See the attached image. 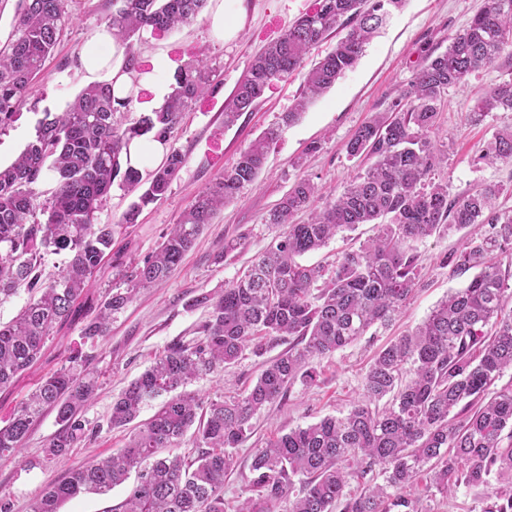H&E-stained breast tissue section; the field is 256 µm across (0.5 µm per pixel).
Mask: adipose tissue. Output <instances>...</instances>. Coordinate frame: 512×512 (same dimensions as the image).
I'll use <instances>...</instances> for the list:
<instances>
[{"label": "adipose tissue", "mask_w": 512, "mask_h": 512, "mask_svg": "<svg viewBox=\"0 0 512 512\" xmlns=\"http://www.w3.org/2000/svg\"><path fill=\"white\" fill-rule=\"evenodd\" d=\"M124 49L121 44L106 31H98L85 44L80 62L89 80H114L116 88L127 89L132 85L151 87L155 84V76L144 73L137 76L124 71Z\"/></svg>", "instance_id": "ef3b65f1"}]
</instances>
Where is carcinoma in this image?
<instances>
[{
  "instance_id": "1",
  "label": "carcinoma",
  "mask_w": 512,
  "mask_h": 512,
  "mask_svg": "<svg viewBox=\"0 0 512 512\" xmlns=\"http://www.w3.org/2000/svg\"><path fill=\"white\" fill-rule=\"evenodd\" d=\"M402 2L316 0L313 11L253 58L224 107V124H233L272 83L300 69L313 45L335 30L344 32L305 73L294 109L282 116L283 126L292 125L313 97L357 63ZM206 3L112 0L100 25L125 46V70L134 74L140 69L136 34L188 24ZM69 23L66 0H19L12 36L0 48V132L20 118V105ZM492 65L512 69V0H484L446 52L428 54L390 114L358 128L346 151L370 165L340 196L320 204L309 179L291 186L268 215L276 228L268 249L238 278L195 300L209 308L200 336L169 345L132 381L112 403L109 425L131 424L148 405L153 415L111 456L73 466L63 480L48 484L31 512H61L65 502L107 492L133 472L136 481L116 512H224V476L233 469L234 449L252 433V419L294 382L314 383V360L394 319L420 281L421 259L410 243L471 224L481 231L463 242L453 272L478 273L414 331L378 352L364 393L346 416L298 426L256 449L248 496L237 512H279L285 500L288 512H427L408 493L424 470L445 497L461 483L481 487V512H512V383L491 390L512 369V211L497 205L501 183L452 197L448 183L432 178L448 162L434 140L443 95ZM212 73L204 55L181 66L164 106L131 124L125 113L134 88L119 97L112 83L89 85L66 111L44 112L19 157L0 167V300L22 288L30 293L19 314L0 323V389L31 368L55 326L78 312L77 302L112 248L113 225L98 223L97 214L114 183L138 192L123 224L135 223L143 207L166 194L184 155L170 149L144 173L128 162L129 147L149 134L167 146L187 108L214 89ZM495 110L512 111L511 77L477 92L469 107L476 121ZM278 136L275 129L253 140L232 168L196 196L152 254L122 270L126 288L87 311L82 343L107 335L112 316L139 290L167 281L203 227L255 182ZM480 160L512 164V128L496 131ZM49 176L55 186L44 198L39 186ZM303 210L311 211L310 220L291 223ZM359 224L377 225L376 234L344 252L332 271L297 261ZM49 252L66 253L68 261L47 281L41 264ZM284 340L288 348L266 362L245 393L204 403L187 391L195 378L223 370L246 350L261 356ZM89 360L78 347L69 365L42 379L0 426V459L18 458L47 407L56 410L61 425L47 442L48 456L66 458L86 436L83 412L95 387ZM387 396V405L377 408ZM191 428L201 448L197 458L160 456ZM354 477L368 483L351 496L346 487Z\"/></svg>"
}]
</instances>
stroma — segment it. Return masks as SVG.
I'll return each mask as SVG.
<instances>
[{
    "label": "stroma",
    "mask_w": 512,
    "mask_h": 512,
    "mask_svg": "<svg viewBox=\"0 0 512 512\" xmlns=\"http://www.w3.org/2000/svg\"><path fill=\"white\" fill-rule=\"evenodd\" d=\"M312 3L313 0H228L226 9L236 27L234 35L223 38L215 34L211 13L206 10L179 29H147L135 37L142 71H158L165 86H172L175 71L200 52L216 68L220 84L213 93L191 105L169 142L171 148L184 155L185 162L164 198L145 207L136 223L124 224L120 218L137 195L112 189L98 221L114 227L113 254L95 273L88 298L97 300L121 287L120 263L150 255L196 195L224 169L232 167L251 141L271 128H280L282 113L292 108L301 90L302 73L275 82L253 111L243 113L229 127L224 124V105L246 74L253 56L286 31ZM481 6L482 0H405L375 34L355 66L315 99L295 124L280 128L256 181L217 212L167 282L140 291L124 310L113 315L110 330L98 340L90 364L96 386L84 418L91 435L71 450L67 461L48 459L45 445L59 429L56 413L49 409L34 424L23 445L22 464L0 460V499L11 502L12 512H29L44 487L64 479L69 467L105 457L126 443L129 429L108 425L112 403L169 344L198 336L208 311L195 306V299L223 288L267 248L275 234L267 222L268 213L297 179H311L326 199L343 192L365 166L364 161L348 156L349 139L372 116L389 111L408 89L426 55L445 52ZM111 9V0H68L72 18L69 27L38 76L32 96L22 106L20 119L0 133L1 165H9L23 151L44 111H64L86 87L80 52L99 30L101 17ZM505 76V70L485 68L473 73L467 84L445 93L437 141L439 148L448 153V164L438 169L435 177L447 182L453 196L471 193L488 182L507 184L509 191L498 203L509 210L512 165L489 167L480 156L494 132L512 126V112H492L478 123L471 122L467 112L478 91L499 83ZM314 141L319 142V151L307 154L308 145ZM375 232L374 225H359L356 230L338 234L320 250L305 254L301 262L331 264L344 249L359 247ZM467 235V230H453L417 243L423 265L422 282L401 314L389 326H374L356 342L316 361V385H292L285 399L254 420L253 432L237 449L236 467L224 482V512H236L250 477L255 449L296 426L329 415H346L364 392L365 373L374 355L421 323L449 290L465 286L466 277L452 275L446 259L460 248ZM237 237L243 241L242 249L218 260L225 240ZM82 326L79 320L56 326L34 367L11 387L0 390V422L8 420L25 402L42 377L67 365L80 342ZM263 359L244 353L224 372L201 376L188 389L205 401L228 391L243 392L256 381ZM411 493L432 512H480L484 495L483 489L461 484L448 496H441L425 471L419 474Z\"/></svg>",
    "instance_id": "stroma-1"
}]
</instances>
